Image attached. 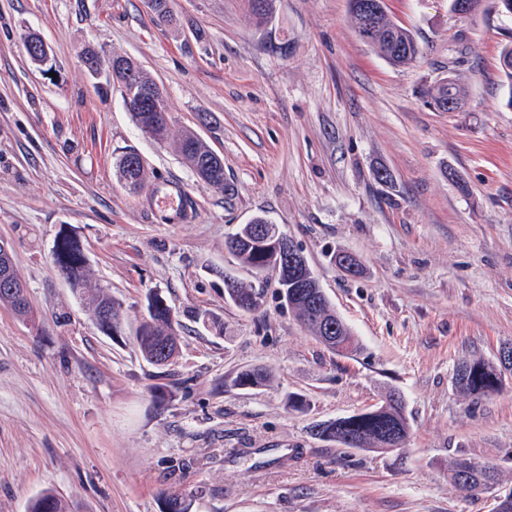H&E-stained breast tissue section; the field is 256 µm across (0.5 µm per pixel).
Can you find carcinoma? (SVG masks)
Here are the masks:
<instances>
[{"label":"carcinoma","mask_w":512,"mask_h":512,"mask_svg":"<svg viewBox=\"0 0 512 512\" xmlns=\"http://www.w3.org/2000/svg\"><path fill=\"white\" fill-rule=\"evenodd\" d=\"M351 22L356 34L372 45L378 53L395 66L408 65L417 60L420 49L412 34L406 28L384 15L367 23L366 19L356 14V5H351ZM122 90L128 85L136 84L143 88L154 89L152 106L157 111L145 114L132 112L130 117L134 124L159 143L169 140L170 116L167 99L157 87L130 58L123 59V66L114 71ZM464 98L466 87L450 77L436 83L430 90L436 105H441L448 96V88ZM175 152L187 164L190 170L202 181L225 190L228 183L224 178V161L216 160L213 150L195 133L186 131L173 142ZM214 161L215 169L210 174L200 173L205 161ZM263 224L266 233L280 236L279 225L264 216H256L249 224L241 225L226 243L228 251L237 263L251 274L261 276L273 270L277 264L274 252L267 249L264 238H255L251 225ZM55 263L59 272L75 290L82 289L86 278V258L80 240L75 235H67L57 240L54 249ZM225 291L235 306L245 311H254L261 305L263 295L247 284L235 279L224 281ZM97 326L100 329L115 330L120 327L117 313L118 305L111 296L96 292L86 298ZM10 306L23 318L30 317L31 310L21 305L11 287L0 281V304ZM288 309L293 311L304 326L330 352L348 357L360 349L359 340L349 325L337 314L320 288H306L301 298L290 303ZM148 318L135 329L134 339L145 361L156 366L168 364L178 352L179 334L175 328L172 309L166 299L153 293L147 297ZM112 315V323L104 322L107 315ZM512 367V360L499 366L482 359H462L457 363L454 373V385L459 393L473 401L488 395L492 383L502 385V368ZM271 379V371L262 368L241 370L236 377V384L244 388H259ZM409 418L403 400H395L385 395L376 407L338 417L334 420L315 425L312 432L324 441L334 442L337 446L364 451H382L385 435L392 432L406 440L410 434ZM448 480L461 491L475 494V485L481 483L492 486L498 480L495 465L482 463L474 466L470 458H458L448 467ZM166 512H191L192 501L182 494L168 492L164 496ZM69 505L54 491L48 490L31 500L28 512H68Z\"/></svg>","instance_id":"carcinoma-1"}]
</instances>
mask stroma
I'll return each mask as SVG.
<instances>
[{
	"label": "stroma",
	"instance_id": "1",
	"mask_svg": "<svg viewBox=\"0 0 512 512\" xmlns=\"http://www.w3.org/2000/svg\"><path fill=\"white\" fill-rule=\"evenodd\" d=\"M170 7L167 23L150 0H0V240L36 314L0 304V512H27L45 490L71 512H163L169 490L192 512H494L512 493V370L474 403L454 369L512 346V87L499 62L512 16L497 0L465 20L450 0H385L421 50L398 67L357 36L350 0H274L266 20L249 0ZM31 32L53 72L30 61ZM90 47L140 64L172 136L193 130L223 157L228 191L136 127L120 87L86 69ZM450 74L468 89L459 112L429 95ZM130 150L146 169L135 191L113 170ZM257 215L303 253L359 337L356 358L317 342L270 280L255 311L229 300L225 279L252 275L226 241ZM63 230L84 248L83 291L119 302V334L58 273ZM337 251L363 274L334 266ZM155 290L184 326L165 368L132 336ZM250 367L271 368L270 382L237 386ZM392 388L411 425L403 450L346 452L312 434ZM458 457L496 465L498 482L465 496L448 480Z\"/></svg>",
	"mask_w": 512,
	"mask_h": 512
}]
</instances>
